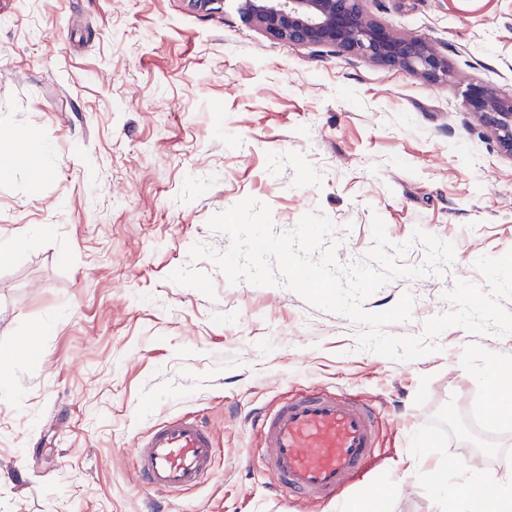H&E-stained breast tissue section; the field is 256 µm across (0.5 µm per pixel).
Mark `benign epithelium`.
<instances>
[{
  "mask_svg": "<svg viewBox=\"0 0 512 512\" xmlns=\"http://www.w3.org/2000/svg\"><path fill=\"white\" fill-rule=\"evenodd\" d=\"M240 2L246 19L274 39L400 67L433 84L448 80V60L427 41L395 33L375 20L368 0ZM467 104L500 148L512 156V96L479 83L470 87Z\"/></svg>",
  "mask_w": 512,
  "mask_h": 512,
  "instance_id": "obj_1",
  "label": "benign epithelium"
}]
</instances>
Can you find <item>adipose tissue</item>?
<instances>
[{"instance_id": "1", "label": "adipose tissue", "mask_w": 512, "mask_h": 512, "mask_svg": "<svg viewBox=\"0 0 512 512\" xmlns=\"http://www.w3.org/2000/svg\"><path fill=\"white\" fill-rule=\"evenodd\" d=\"M408 469L418 472L438 512H512L511 471H475L461 462L431 466L422 448L410 455Z\"/></svg>"}]
</instances>
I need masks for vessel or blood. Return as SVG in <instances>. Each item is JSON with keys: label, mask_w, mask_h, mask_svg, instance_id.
Wrapping results in <instances>:
<instances>
[{"label": "vessel or blood", "mask_w": 512, "mask_h": 512, "mask_svg": "<svg viewBox=\"0 0 512 512\" xmlns=\"http://www.w3.org/2000/svg\"><path fill=\"white\" fill-rule=\"evenodd\" d=\"M255 423L275 490L311 504L336 497L377 445L372 401L319 387L279 403ZM135 459L140 485L175 495L212 472L214 435L197 417H173L139 437Z\"/></svg>", "instance_id": "obj_1"}]
</instances>
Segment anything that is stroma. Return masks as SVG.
Segmentation results:
<instances>
[{"instance_id": "stroma-1", "label": "stroma", "mask_w": 512, "mask_h": 512, "mask_svg": "<svg viewBox=\"0 0 512 512\" xmlns=\"http://www.w3.org/2000/svg\"><path fill=\"white\" fill-rule=\"evenodd\" d=\"M397 33L448 59L437 86L400 69L302 48L251 25L239 0H0V512H336L402 477L414 449L474 470L512 458L487 419L488 369L512 335L454 326L412 362L361 349L362 325L281 286L229 283L211 217L251 197L275 233L315 213L339 266L364 263L380 216L399 262H425L422 229L453 262L396 278L363 302L411 294L419 335L450 311L475 261L512 250V156L467 107L479 82L512 96V0H369ZM34 339L31 354L20 344ZM323 387L378 405V448L339 495L275 496L252 413ZM179 415L205 420L216 465L170 500L137 486L135 439Z\"/></svg>"}]
</instances>
